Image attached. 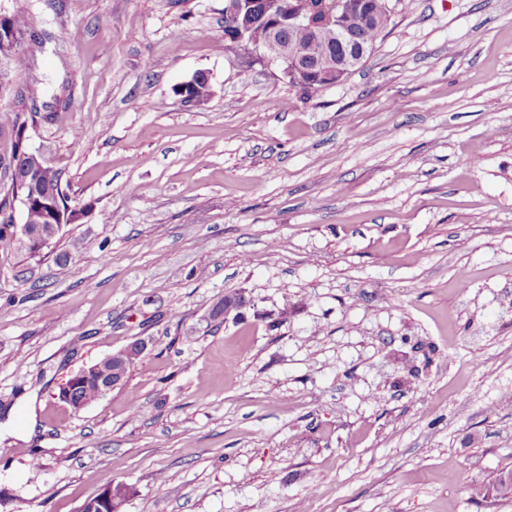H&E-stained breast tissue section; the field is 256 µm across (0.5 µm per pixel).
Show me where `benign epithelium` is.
<instances>
[{"mask_svg": "<svg viewBox=\"0 0 512 512\" xmlns=\"http://www.w3.org/2000/svg\"><path fill=\"white\" fill-rule=\"evenodd\" d=\"M364 0H322L318 6L302 3V0H224V38L242 46L253 60L276 65L291 83L311 78L326 86L339 83L354 68L363 63L371 50V43L360 40L357 32L350 29L345 17L358 14L362 26L378 23L372 15L363 11ZM305 29L312 36V42H321V35L327 34L338 40V49L330 48L329 42L324 47H303L292 39L280 38L278 52L266 51V40L283 32ZM28 153L41 158L37 164L24 169L17 168V161L0 158V168L8 171H22L19 178L28 184L30 191L16 196V202L22 209L32 201L39 199V192L48 183L54 172L49 157L39 148H28ZM16 236L27 248L37 253L52 244V240L42 235L37 227L27 224H14ZM148 344L140 341L136 346L130 345L108 354L95 363L81 368L61 387L59 397L72 410L85 408L78 399V390L88 381L99 384L101 394H106L123 385L126 378L127 359L132 350H147ZM105 364L112 366L108 379L98 377V372ZM114 483L105 484L98 493L86 500L79 512H120L122 502L113 497Z\"/></svg>", "mask_w": 512, "mask_h": 512, "instance_id": "7a95c632", "label": "benign epithelium"}]
</instances>
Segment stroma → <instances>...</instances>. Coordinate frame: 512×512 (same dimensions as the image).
<instances>
[{
    "instance_id": "obj_1",
    "label": "stroma",
    "mask_w": 512,
    "mask_h": 512,
    "mask_svg": "<svg viewBox=\"0 0 512 512\" xmlns=\"http://www.w3.org/2000/svg\"><path fill=\"white\" fill-rule=\"evenodd\" d=\"M390 5L307 95L224 0H0L43 40L0 111L80 209L0 251V512L111 481L122 512H512L469 493L512 470V0ZM136 340L123 386L59 399Z\"/></svg>"
}]
</instances>
